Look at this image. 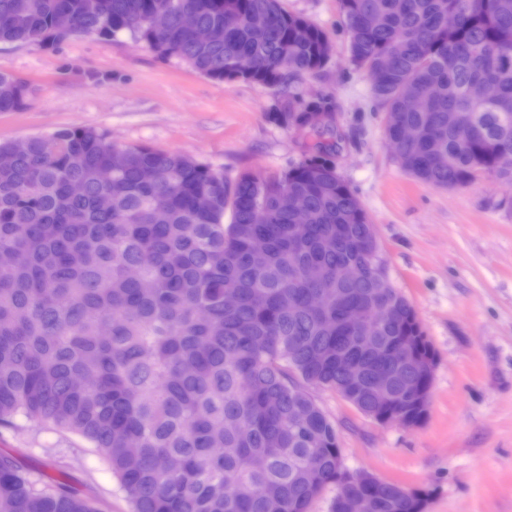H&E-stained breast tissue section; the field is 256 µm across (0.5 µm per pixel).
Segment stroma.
<instances>
[{
  "label": "stroma",
  "mask_w": 512,
  "mask_h": 512,
  "mask_svg": "<svg viewBox=\"0 0 512 512\" xmlns=\"http://www.w3.org/2000/svg\"><path fill=\"white\" fill-rule=\"evenodd\" d=\"M321 27L332 57L291 91L331 97L334 160L376 235L390 283L413 305L436 352L423 424L382 425L330 388L312 396L335 424L344 471L430 493L426 512H512V184L479 175L457 190L405 174L354 68L339 0H283ZM0 73L27 81L28 107L0 112V143L93 127L118 146L181 152L228 177L299 162L313 136L274 123L264 86L215 82L121 36L53 47L0 44ZM37 486L79 489L101 512H130L117 477L79 436L23 418L0 426V455Z\"/></svg>",
  "instance_id": "stroma-1"
}]
</instances>
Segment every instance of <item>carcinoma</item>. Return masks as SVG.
Instances as JSON below:
<instances>
[{
	"label": "carcinoma",
	"instance_id": "1",
	"mask_svg": "<svg viewBox=\"0 0 512 512\" xmlns=\"http://www.w3.org/2000/svg\"><path fill=\"white\" fill-rule=\"evenodd\" d=\"M340 3L351 62L372 76L388 60V75L371 85L386 135L398 137L403 124L419 130L400 143L403 171L432 188L465 187L482 173L511 183L512 0ZM186 13L210 41L183 29ZM257 14L271 21L256 27ZM120 33L208 79L278 93L320 71L333 50L282 0H0V43ZM483 80L498 93L477 105L468 89ZM429 89L430 111L405 109ZM30 93L0 73V112L25 109ZM322 105L282 98L269 116L292 128ZM464 110L473 114L465 133L454 124ZM114 148L92 127L0 144L11 156L0 166V425L24 416L81 436L132 512H307L335 483L341 454L311 389H334L374 420H425L430 380L406 357L435 351L413 306L372 271L374 224L329 162L333 145L317 142L281 173L235 178L184 153L127 147L125 166L104 183L98 170ZM284 191L310 223L278 207ZM256 238L259 261L249 249ZM309 265L322 267V282L303 278ZM352 267L361 275H346ZM316 292L326 296L322 310L310 304ZM382 299L392 314L366 340L347 313ZM384 373L386 406L375 388ZM343 495L365 498L368 512H422L428 501L377 478L336 490L332 512ZM0 512L95 509L64 485L35 487L0 455Z\"/></svg>",
	"mask_w": 512,
	"mask_h": 512
}]
</instances>
